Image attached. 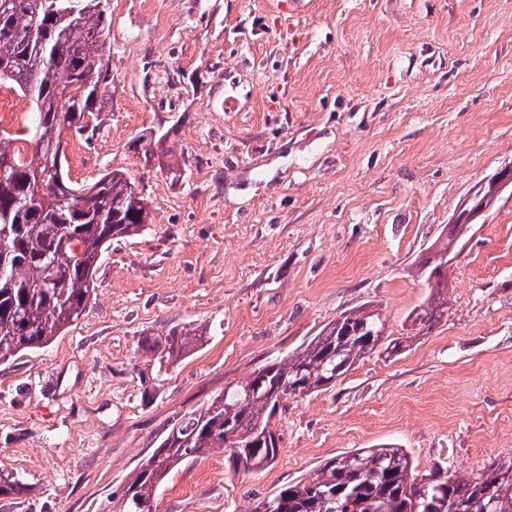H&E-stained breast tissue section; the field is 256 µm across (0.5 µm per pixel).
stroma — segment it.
I'll return each mask as SVG.
<instances>
[{
    "label": "stroma",
    "mask_w": 512,
    "mask_h": 512,
    "mask_svg": "<svg viewBox=\"0 0 512 512\" xmlns=\"http://www.w3.org/2000/svg\"><path fill=\"white\" fill-rule=\"evenodd\" d=\"M103 6L112 91L65 170L125 172L151 222L104 252L75 325L0 364V471L30 487L0 512H101L170 420L364 306L400 354L289 400L264 470L179 468L157 512H249L389 443L421 472L512 457V193L453 246L441 321L413 323L421 259L512 161V0ZM184 326L207 335L181 357L138 347Z\"/></svg>",
    "instance_id": "stroma-1"
}]
</instances>
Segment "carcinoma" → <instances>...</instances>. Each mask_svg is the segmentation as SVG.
Instances as JSON below:
<instances>
[{
    "label": "carcinoma",
    "mask_w": 512,
    "mask_h": 512,
    "mask_svg": "<svg viewBox=\"0 0 512 512\" xmlns=\"http://www.w3.org/2000/svg\"><path fill=\"white\" fill-rule=\"evenodd\" d=\"M101 0H0V86L31 102L24 128L0 132V363L41 349L69 329L93 299L103 249L150 222L145 198L119 170L76 187L63 171L47 174L63 135H82L85 113L100 110L112 75ZM439 260L420 264L429 288L415 311L433 327L448 305V284L433 279ZM375 310L347 311L287 358L230 382L199 409L171 421L104 512H156L170 475L217 450L229 468L254 473L278 455L270 420L283 401L336 384L357 362L403 342L388 339ZM205 333L171 328L140 341L158 359L180 357ZM28 491L20 476L0 475V495ZM250 512H512V458L469 475L435 467L418 472L403 449L385 444L327 461L312 476L269 495Z\"/></svg>",
    "instance_id": "cac0c4a2"
}]
</instances>
